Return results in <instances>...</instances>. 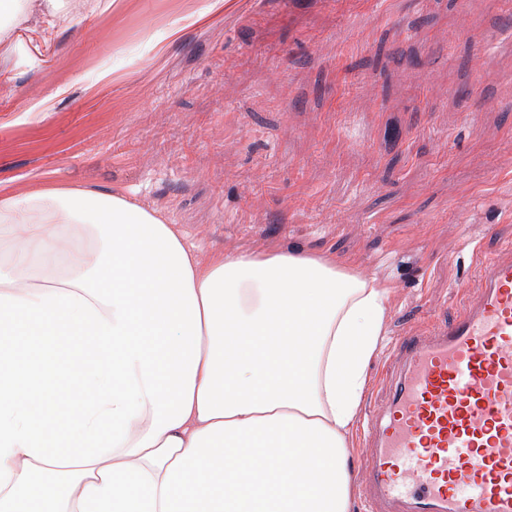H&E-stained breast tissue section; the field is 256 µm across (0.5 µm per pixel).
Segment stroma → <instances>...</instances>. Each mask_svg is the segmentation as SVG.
Instances as JSON below:
<instances>
[{
    "mask_svg": "<svg viewBox=\"0 0 512 512\" xmlns=\"http://www.w3.org/2000/svg\"><path fill=\"white\" fill-rule=\"evenodd\" d=\"M103 2L67 0L45 46L21 12L0 43V192L120 188L205 258L339 256L392 283L391 342L512 243V0H236L175 38L206 0Z\"/></svg>",
    "mask_w": 512,
    "mask_h": 512,
    "instance_id": "stroma-1",
    "label": "stroma"
}]
</instances>
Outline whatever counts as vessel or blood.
I'll return each instance as SVG.
<instances>
[{"label": "vessel or blood", "mask_w": 512, "mask_h": 512, "mask_svg": "<svg viewBox=\"0 0 512 512\" xmlns=\"http://www.w3.org/2000/svg\"><path fill=\"white\" fill-rule=\"evenodd\" d=\"M448 322L399 337L363 434L367 512H512V246Z\"/></svg>", "instance_id": "1"}]
</instances>
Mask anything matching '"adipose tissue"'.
Wrapping results in <instances>:
<instances>
[{
  "label": "adipose tissue",
  "mask_w": 512,
  "mask_h": 512,
  "mask_svg": "<svg viewBox=\"0 0 512 512\" xmlns=\"http://www.w3.org/2000/svg\"><path fill=\"white\" fill-rule=\"evenodd\" d=\"M388 283L200 258L122 192L0 197V512H352Z\"/></svg>",
  "instance_id": "1"
}]
</instances>
